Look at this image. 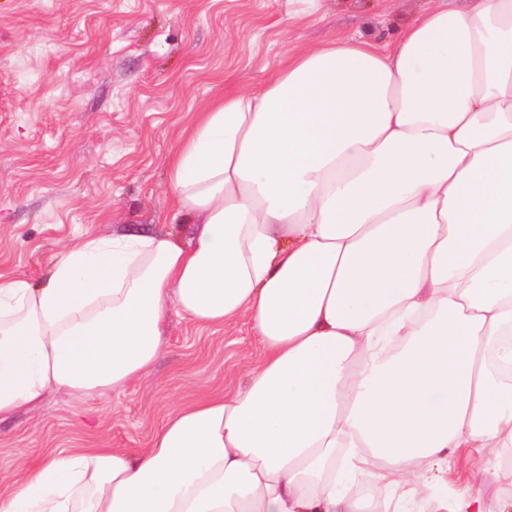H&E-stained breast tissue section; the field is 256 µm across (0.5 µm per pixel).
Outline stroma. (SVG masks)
Listing matches in <instances>:
<instances>
[{"label": "stroma", "mask_w": 512, "mask_h": 512, "mask_svg": "<svg viewBox=\"0 0 512 512\" xmlns=\"http://www.w3.org/2000/svg\"><path fill=\"white\" fill-rule=\"evenodd\" d=\"M431 0H0V273L41 283L87 234L171 216L168 159L196 112L285 54L394 39ZM151 374L108 399L51 393L0 423V481L30 448L146 447L170 406L237 387L261 347L169 312Z\"/></svg>", "instance_id": "obj_1"}]
</instances>
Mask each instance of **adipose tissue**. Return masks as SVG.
<instances>
[{
  "label": "adipose tissue",
  "mask_w": 512,
  "mask_h": 512,
  "mask_svg": "<svg viewBox=\"0 0 512 512\" xmlns=\"http://www.w3.org/2000/svg\"><path fill=\"white\" fill-rule=\"evenodd\" d=\"M468 3L210 101L169 159L187 242L88 234L43 283L0 273V422L147 376L172 306L263 349L148 447L22 453L0 512H512V0ZM474 463V459L466 453L458 456L450 465L448 473V488H464L468 483L469 475Z\"/></svg>",
  "instance_id": "1"
}]
</instances>
